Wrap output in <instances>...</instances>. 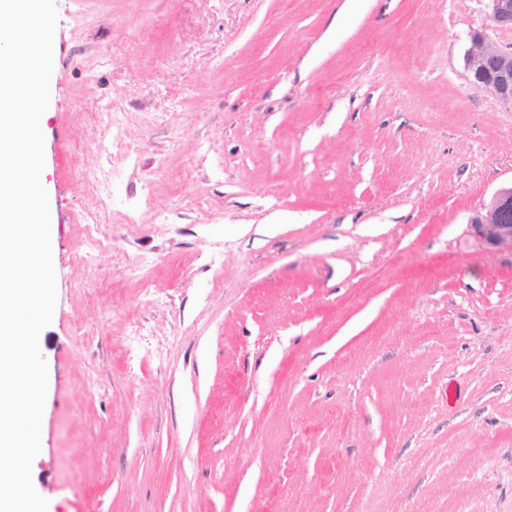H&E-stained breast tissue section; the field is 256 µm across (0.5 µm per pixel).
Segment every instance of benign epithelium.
<instances>
[{
    "instance_id": "1",
    "label": "benign epithelium",
    "mask_w": 512,
    "mask_h": 512,
    "mask_svg": "<svg viewBox=\"0 0 512 512\" xmlns=\"http://www.w3.org/2000/svg\"><path fill=\"white\" fill-rule=\"evenodd\" d=\"M488 18L498 29L512 31V0H486ZM470 83L494 101L512 109V45L490 40L484 33L469 34L464 56ZM512 184L498 188L469 219L470 233L490 251L512 252Z\"/></svg>"
}]
</instances>
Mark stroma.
<instances>
[{"label": "stroma", "mask_w": 512, "mask_h": 512, "mask_svg": "<svg viewBox=\"0 0 512 512\" xmlns=\"http://www.w3.org/2000/svg\"><path fill=\"white\" fill-rule=\"evenodd\" d=\"M56 9L47 512H512L484 0ZM512 212V182L498 188L469 219L470 233L490 251L512 253V223L506 216Z\"/></svg>", "instance_id": "35a3bbf8"}]
</instances>
